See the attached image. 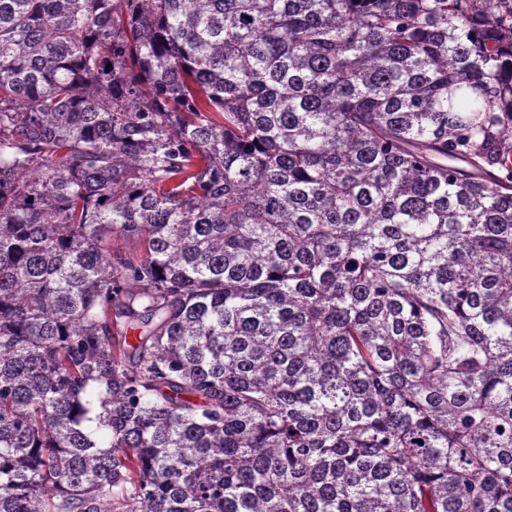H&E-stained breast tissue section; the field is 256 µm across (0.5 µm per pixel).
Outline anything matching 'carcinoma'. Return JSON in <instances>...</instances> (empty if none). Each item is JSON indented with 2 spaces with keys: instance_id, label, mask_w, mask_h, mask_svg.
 <instances>
[{
  "instance_id": "obj_1",
  "label": "carcinoma",
  "mask_w": 512,
  "mask_h": 512,
  "mask_svg": "<svg viewBox=\"0 0 512 512\" xmlns=\"http://www.w3.org/2000/svg\"><path fill=\"white\" fill-rule=\"evenodd\" d=\"M0 512H512V0H0Z\"/></svg>"
}]
</instances>
